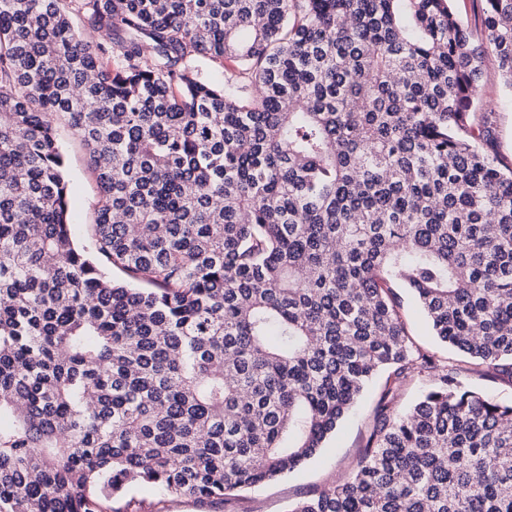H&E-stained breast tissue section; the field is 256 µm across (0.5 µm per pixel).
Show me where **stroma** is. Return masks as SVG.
Returning <instances> with one entry per match:
<instances>
[{"label": "stroma", "instance_id": "stroma-1", "mask_svg": "<svg viewBox=\"0 0 512 512\" xmlns=\"http://www.w3.org/2000/svg\"><path fill=\"white\" fill-rule=\"evenodd\" d=\"M479 96L484 111L493 115L487 149L505 163H512V93L503 86L495 66H487L480 83ZM57 135L67 160L71 188V221L78 245H85L84 229L92 223L97 202L95 177L88 153L64 124L57 123ZM406 328L415 344L458 368L457 381L467 389L494 400L512 403V380L487 373L484 368L462 363L460 355L440 343L409 289L398 291ZM382 380L370 383L354 409L340 422L323 448L299 470L266 485L246 489L234 496L212 500L176 495L138 487L129 491L140 500L145 512H288L294 503L310 498L320 490L345 480L357 460L373 425L375 407Z\"/></svg>", "mask_w": 512, "mask_h": 512}]
</instances>
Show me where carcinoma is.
Instances as JSON below:
<instances>
[{"label": "carcinoma", "instance_id": "obj_1", "mask_svg": "<svg viewBox=\"0 0 512 512\" xmlns=\"http://www.w3.org/2000/svg\"><path fill=\"white\" fill-rule=\"evenodd\" d=\"M483 2L477 45L450 0H0V512L274 481L382 373L350 476L289 512H512V404L394 292L512 379V166L474 111L488 59L512 91V0ZM57 135L67 160V176L71 188V222L76 227V242L86 245V224H92L97 202L95 177L89 166L88 153L64 124L57 123ZM401 301L402 314L406 328L415 344L421 349L434 353L448 361V365H457L458 383L467 389L478 391L494 400L512 403V382L506 377L487 373L484 368L461 363L464 358L433 336L429 322L418 301L407 288L397 289ZM436 378L433 373H425L409 379L399 391L395 409L401 413L406 411L419 399L425 389L437 382Z\"/></svg>", "mask_w": 512, "mask_h": 512}]
</instances>
